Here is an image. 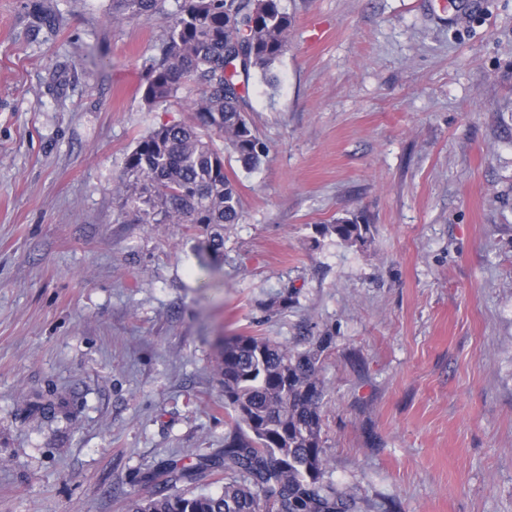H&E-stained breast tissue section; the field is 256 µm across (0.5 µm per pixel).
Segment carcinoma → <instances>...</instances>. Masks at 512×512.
<instances>
[{
	"instance_id": "1",
	"label": "carcinoma",
	"mask_w": 512,
	"mask_h": 512,
	"mask_svg": "<svg viewBox=\"0 0 512 512\" xmlns=\"http://www.w3.org/2000/svg\"><path fill=\"white\" fill-rule=\"evenodd\" d=\"M165 0H112V21L147 20ZM292 18L282 0H183L172 14L159 58L143 67L149 105L178 98L193 85L190 121L162 125L125 158L112 194L139 224H189L206 233L202 260L224 249V225L243 219L235 180L224 172L225 142L247 170L269 148L247 118L256 75L276 87L273 65L288 48ZM369 225L341 218L321 234L363 246ZM328 339L298 350L259 336L222 341L215 362L224 408L234 426L224 438V486L197 495L168 491L173 471L152 474L154 489L130 500L127 512H358L356 499L324 481L322 440L326 393L320 362Z\"/></svg>"
}]
</instances>
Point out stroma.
I'll use <instances>...</instances> for the list:
<instances>
[{"label": "stroma", "mask_w": 512, "mask_h": 512, "mask_svg": "<svg viewBox=\"0 0 512 512\" xmlns=\"http://www.w3.org/2000/svg\"><path fill=\"white\" fill-rule=\"evenodd\" d=\"M167 0H0V512H126L233 422L222 339L322 356L325 481L361 512H512V0H283L269 153L224 168L243 221L201 267L186 224L121 215ZM358 217L366 246L320 235ZM164 7L165 0H112V21L147 20Z\"/></svg>", "instance_id": "35a3bbf8"}]
</instances>
